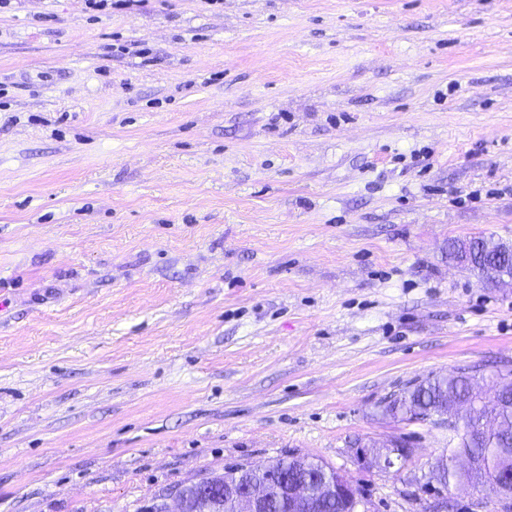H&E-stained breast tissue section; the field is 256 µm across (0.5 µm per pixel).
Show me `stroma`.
I'll return each mask as SVG.
<instances>
[{
	"label": "stroma",
	"mask_w": 512,
	"mask_h": 512,
	"mask_svg": "<svg viewBox=\"0 0 512 512\" xmlns=\"http://www.w3.org/2000/svg\"><path fill=\"white\" fill-rule=\"evenodd\" d=\"M512 0L0 8V512H138L310 456L357 512H512L417 480L384 400L512 370ZM403 439L402 466L356 448ZM468 242L469 248L464 253L458 243H452L449 246L450 254L458 260L465 255V266L487 280L495 281L510 276L512 278V251L500 249L496 246L498 242L492 238L474 237ZM413 448L409 445L401 452H392L388 456H382L376 458L375 454L369 452L366 448H357L356 454L359 460L368 467H379L384 469L394 468L398 463L402 464L406 462L412 455ZM169 500H172L176 503V511L189 512V503L182 494L180 486H176L169 490L166 495L154 499L152 502L148 503L147 506L141 510V512H172L173 510L170 508Z\"/></svg>",
	"instance_id": "stroma-1"
}]
</instances>
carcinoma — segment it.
Returning <instances> with one entry per match:
<instances>
[{"instance_id": "carcinoma-1", "label": "carcinoma", "mask_w": 512, "mask_h": 512, "mask_svg": "<svg viewBox=\"0 0 512 512\" xmlns=\"http://www.w3.org/2000/svg\"><path fill=\"white\" fill-rule=\"evenodd\" d=\"M454 258L467 259L466 266L488 280L512 277V251L496 246L491 238L474 237L467 251L458 244L449 246ZM475 376L466 370L455 375L428 376L404 389L381 406L382 414L407 421L425 420L451 405L464 406L462 425L448 427V453L431 466L426 490L439 493L467 480L488 493L512 499V486L500 492L499 485L512 475V375L500 377L496 398L485 401L474 392ZM288 473L307 475L320 481L337 472L325 464L309 460L304 468L288 466ZM197 512H224L221 490L196 500Z\"/></svg>"}]
</instances>
